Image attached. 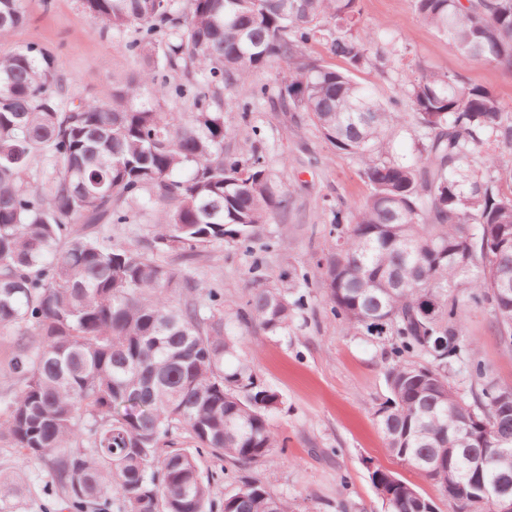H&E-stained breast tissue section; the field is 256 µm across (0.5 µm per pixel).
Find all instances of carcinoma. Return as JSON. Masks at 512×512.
I'll return each instance as SVG.
<instances>
[{"mask_svg":"<svg viewBox=\"0 0 512 512\" xmlns=\"http://www.w3.org/2000/svg\"><path fill=\"white\" fill-rule=\"evenodd\" d=\"M142 68L112 84L106 102L65 98L52 56L37 44L0 53V331L18 329L1 380L0 439L48 463L63 512H294L258 477L224 497L201 471L203 449L246 467L279 444L268 413L277 395L251 367L227 370L239 337L191 300V274L154 250L214 241L247 247L288 208L264 156L243 143L224 151L226 87L274 58L288 66L290 112H309L324 138L355 157L370 187L323 264L332 311L353 329L394 341L389 396L375 410L389 453L433 481L448 512H496L492 490L512 488V385L472 359L468 304L488 306L512 348V116L488 89L448 73L421 74L406 90L423 131L420 157L392 155L399 114L371 98L348 70L321 65L307 45L336 28L330 51L353 68L369 61L352 33L358 0H80ZM427 25L476 59L512 67V0H414ZM26 0H0V38L24 24ZM192 103L186 120L164 110ZM45 179L33 178L42 160ZM162 203L153 249L112 243L102 224H128L131 204ZM289 292L254 288L237 321L288 330ZM39 337L27 345L26 334ZM423 361H416L414 357ZM475 374L470 395L448 366ZM187 432L192 445L173 435ZM370 480L386 512H427L433 501L397 474Z\"/></svg>","mask_w":512,"mask_h":512,"instance_id":"obj_1","label":"carcinoma"}]
</instances>
